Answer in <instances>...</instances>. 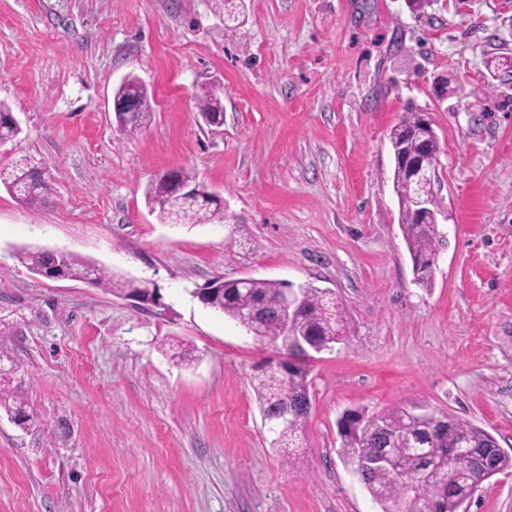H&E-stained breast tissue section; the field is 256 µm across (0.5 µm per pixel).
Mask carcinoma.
Masks as SVG:
<instances>
[{
    "label": "carcinoma",
    "mask_w": 512,
    "mask_h": 512,
    "mask_svg": "<svg viewBox=\"0 0 512 512\" xmlns=\"http://www.w3.org/2000/svg\"><path fill=\"white\" fill-rule=\"evenodd\" d=\"M115 95L129 99L147 97L144 86L135 78L122 82ZM200 110L216 121L224 117L221 98L213 90L205 92ZM149 115L150 107L141 108L120 123L121 131L135 134ZM18 133L11 113L0 105V143L14 140ZM390 143L396 161L394 189L403 236L415 281L427 287L432 282L441 233L434 223V209H420L418 190L409 180L404 160L423 152L439 158L438 138L421 130L419 113L407 112L392 128ZM40 173L37 162L23 158L11 167H0V184L22 202L37 204L47 189ZM208 195L207 188L182 169L158 176L149 185L146 199L162 223L195 225L224 218L213 202L205 200ZM22 261L35 273L54 269L62 278L104 288L117 297L145 302L160 297V289L152 281L118 277L71 253L27 251ZM287 287L284 282L253 277L245 283L216 279L198 295L204 306L239 324L250 310L265 308L266 318L248 333L293 357L284 363V369L263 368L255 376L253 390L263 415L274 416L284 403L309 394V369L306 359L296 353L298 342L332 348L346 338L336 298L320 288L303 287L299 310L291 319L284 318L278 302ZM0 409L20 425L30 421L22 405L4 388H0ZM447 418L448 428L439 431L431 426V419L416 416L404 407H393L377 415L358 410L343 414L338 423L342 455L382 512H459L462 500L471 498L488 480V462H497L500 473L512 469V457L498 456L497 441L490 433L453 415ZM307 419L308 412H300L288 419V424L269 431L270 447L290 456L299 445Z\"/></svg>",
    "instance_id": "obj_1"
}]
</instances>
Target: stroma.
<instances>
[{"instance_id":"35a3bbf8","label":"stroma","mask_w":512,"mask_h":512,"mask_svg":"<svg viewBox=\"0 0 512 512\" xmlns=\"http://www.w3.org/2000/svg\"><path fill=\"white\" fill-rule=\"evenodd\" d=\"M0 0V166L41 161L30 207L0 185V512H381L341 454L349 409L447 412L512 455V0ZM152 116L122 134L114 89ZM220 91L224 123L198 97ZM421 112L440 146L443 240L414 278L389 132ZM192 171L224 219L161 223L149 184ZM239 242L224 250L225 235ZM69 252L156 282L165 314L17 258ZM255 277L333 292L348 333L309 363L292 462L252 388L282 353L194 288ZM186 349L187 361L171 356ZM468 512H512V473Z\"/></svg>"}]
</instances>
